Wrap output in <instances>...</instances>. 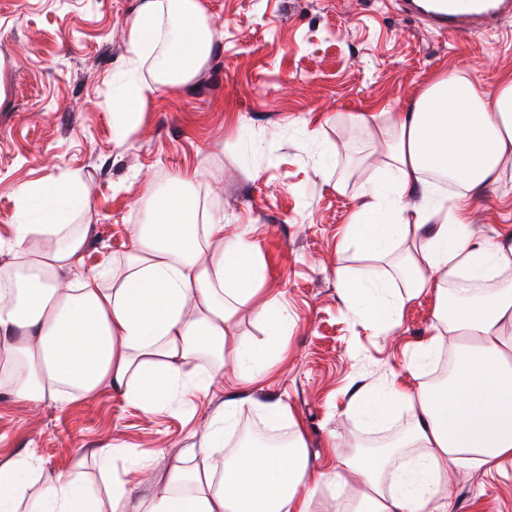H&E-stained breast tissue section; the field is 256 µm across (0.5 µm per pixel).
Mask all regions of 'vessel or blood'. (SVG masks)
Listing matches in <instances>:
<instances>
[{"label":"vessel or blood","mask_w":512,"mask_h":512,"mask_svg":"<svg viewBox=\"0 0 512 512\" xmlns=\"http://www.w3.org/2000/svg\"><path fill=\"white\" fill-rule=\"evenodd\" d=\"M399 5L406 16L451 37L474 35L512 18V0H399Z\"/></svg>","instance_id":"1"}]
</instances>
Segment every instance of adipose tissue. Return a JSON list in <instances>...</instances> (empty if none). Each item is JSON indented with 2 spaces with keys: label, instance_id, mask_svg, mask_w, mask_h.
<instances>
[{
  "label": "adipose tissue",
  "instance_id": "1",
  "mask_svg": "<svg viewBox=\"0 0 512 512\" xmlns=\"http://www.w3.org/2000/svg\"><path fill=\"white\" fill-rule=\"evenodd\" d=\"M124 28L127 57L110 103L120 145L141 126L147 101L195 77L212 48L203 0H139ZM385 141L391 181L367 194L343 237L374 266L346 282L345 307L378 331L428 295L436 325L406 362L412 384L393 377L346 405L370 422L404 410L407 430L370 453H337L327 471L311 468L288 404L252 392L280 361L291 320L262 293L258 243L201 208L197 172L175 173L166 191L146 187L147 221L135 225L121 264L82 275L87 232L76 218L91 203L80 174L15 185L14 235L0 239L8 255L0 263V386L18 400L62 402L106 386L147 414L227 369L244 393L226 399L210 431L158 478L129 449H99L102 465L123 462L103 496L73 468L38 484L33 458H0V512H312L320 487L353 481L359 489L345 512H448L447 492L464 468L512 461V280L500 279L512 269V243L474 240L467 211L512 167V75L492 89L466 71L438 75L397 113ZM431 173L456 186L451 206L427 203ZM397 276L404 289L394 288ZM247 305L266 326L256 343L236 329ZM445 351L453 354L447 377L423 383ZM202 355L212 371H195ZM247 406L287 424L285 451L257 438L222 454L224 433Z\"/></svg>",
  "mask_w": 512,
  "mask_h": 512
}]
</instances>
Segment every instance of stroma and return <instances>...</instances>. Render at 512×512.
I'll return each instance as SVG.
<instances>
[{
	"label": "stroma",
	"instance_id": "35a3bbf8",
	"mask_svg": "<svg viewBox=\"0 0 512 512\" xmlns=\"http://www.w3.org/2000/svg\"><path fill=\"white\" fill-rule=\"evenodd\" d=\"M137 0H0V237L15 222L12 189L81 171L93 206L84 268L118 263L147 185L200 173V202L261 246L264 288L293 321L283 359L254 389L288 404L311 466L396 437L406 415L369 424L344 414L350 396L405 375L406 356L433 332L434 307L407 304L399 326L373 332L348 313L337 269L363 262L342 234L373 182L388 179L382 123L432 76L464 69L487 86L512 74V20L452 38L402 16L395 0H205L211 56L190 82L158 92L127 143L116 144L106 103L127 55L125 16ZM473 236L512 232V178L474 201ZM235 390L216 382L152 415L103 387L62 404L0 392V458L32 456L45 473L80 460L98 480L95 451L135 449L154 471L190 447ZM448 512H512V463L472 467L448 491Z\"/></svg>",
	"mask_w": 512,
	"mask_h": 512
}]
</instances>
